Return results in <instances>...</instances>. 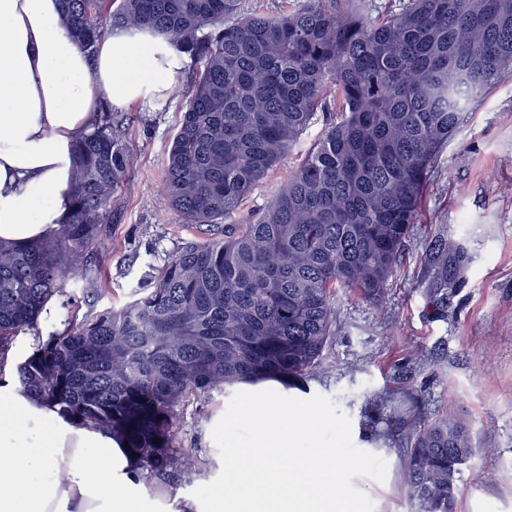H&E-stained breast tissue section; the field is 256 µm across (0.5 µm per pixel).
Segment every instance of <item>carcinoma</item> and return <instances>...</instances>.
Instances as JSON below:
<instances>
[{"mask_svg":"<svg viewBox=\"0 0 512 512\" xmlns=\"http://www.w3.org/2000/svg\"><path fill=\"white\" fill-rule=\"evenodd\" d=\"M76 44L93 54L112 27L168 37L190 60L189 89L159 189L175 223L224 225L182 242L120 308L70 321L40 341L15 380L71 419L112 430L151 480L202 483L207 463L179 434L188 408L238 384L305 381L336 323V289L378 299L401 263L437 159L469 112L512 80V0H297L286 15L243 0H62ZM319 112L336 120L266 208L227 224ZM104 110L74 143L66 223L0 246V351L40 335L46 305L87 274L112 222L131 154ZM440 287L448 244L432 240ZM465 422L414 426L402 458L412 512H454L474 455Z\"/></svg>","mask_w":512,"mask_h":512,"instance_id":"carcinoma-1","label":"carcinoma"}]
</instances>
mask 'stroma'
<instances>
[{"mask_svg": "<svg viewBox=\"0 0 512 512\" xmlns=\"http://www.w3.org/2000/svg\"><path fill=\"white\" fill-rule=\"evenodd\" d=\"M183 100L125 105L130 118V186L112 198L75 314L92 315L131 299L146 274L160 268L196 227L174 223L159 199ZM325 128L316 116L297 147L268 173L237 215L262 210ZM469 161L457 162L459 153ZM465 184L459 194L457 184ZM413 225L401 264L382 297L367 301L336 291V325L320 366L300 386L351 435L366 466L348 484L363 512H411L401 492V456L415 420L450 414L468 421L476 443L459 482L456 512H512V83L470 113L438 159L436 184ZM463 248L470 260L448 291V312L429 260L432 238ZM56 305L54 320L71 314ZM227 400L189 409L183 431L203 456L213 454L209 422Z\"/></svg>", "mask_w": 512, "mask_h": 512, "instance_id": "1", "label": "stroma"}]
</instances>
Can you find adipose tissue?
<instances>
[{
    "label": "adipose tissue",
    "mask_w": 512,
    "mask_h": 512,
    "mask_svg": "<svg viewBox=\"0 0 512 512\" xmlns=\"http://www.w3.org/2000/svg\"><path fill=\"white\" fill-rule=\"evenodd\" d=\"M183 76L164 36L115 28L87 56L61 0H0V244L42 239L69 213L73 144L102 104L152 102ZM0 370V512H357L338 486L360 470L318 406L275 382L241 386L212 422L224 435L206 498L171 506L123 443L61 416Z\"/></svg>",
    "instance_id": "adipose-tissue-1"
}]
</instances>
